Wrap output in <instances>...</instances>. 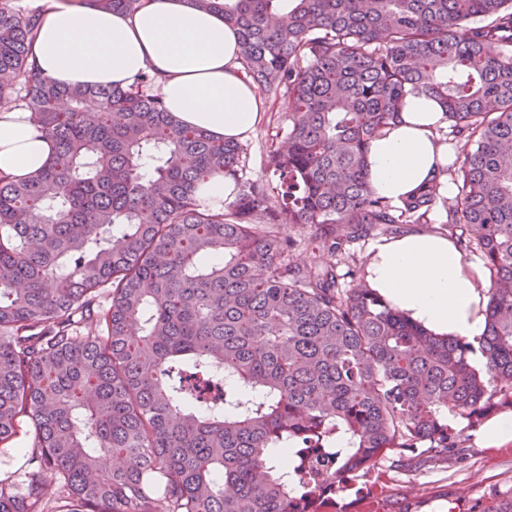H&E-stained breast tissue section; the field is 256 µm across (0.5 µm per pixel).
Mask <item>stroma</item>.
I'll list each match as a JSON object with an SVG mask.
<instances>
[{
  "label": "stroma",
  "instance_id": "stroma-1",
  "mask_svg": "<svg viewBox=\"0 0 512 512\" xmlns=\"http://www.w3.org/2000/svg\"><path fill=\"white\" fill-rule=\"evenodd\" d=\"M263 122L246 140V177L266 185H277L278 178L266 166L271 144L286 141L288 104L284 99H268ZM379 231L349 246L336 259L342 288L351 289L366 280V264L371 247L379 242ZM448 442L452 447L447 461L433 462L419 456L410 465L388 453L378 467L355 478L350 512H473L479 504L512 495V444L488 448L478 440L477 428L457 415L449 416Z\"/></svg>",
  "mask_w": 512,
  "mask_h": 512
}]
</instances>
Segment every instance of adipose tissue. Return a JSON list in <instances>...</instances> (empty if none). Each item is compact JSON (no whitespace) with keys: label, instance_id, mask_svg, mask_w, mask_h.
Returning <instances> with one entry per match:
<instances>
[{"label":"adipose tissue","instance_id":"ef3b65f1","mask_svg":"<svg viewBox=\"0 0 512 512\" xmlns=\"http://www.w3.org/2000/svg\"><path fill=\"white\" fill-rule=\"evenodd\" d=\"M31 58L38 77L68 86L126 87L151 69L152 92L177 122L226 141L247 140L267 112L240 61L236 28L193 0H142L132 14L41 0ZM447 127L439 103L409 95L398 121L369 146L375 193L397 205L432 181L440 195L450 194ZM54 152L28 109L0 113V177L31 178ZM366 279L390 307L433 334L472 342L485 331L490 280L484 261L464 256L440 231L380 241Z\"/></svg>","mask_w":512,"mask_h":512}]
</instances>
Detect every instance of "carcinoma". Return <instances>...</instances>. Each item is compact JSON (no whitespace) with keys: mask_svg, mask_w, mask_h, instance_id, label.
I'll list each match as a JSON object with an SVG mask.
<instances>
[{"mask_svg":"<svg viewBox=\"0 0 512 512\" xmlns=\"http://www.w3.org/2000/svg\"><path fill=\"white\" fill-rule=\"evenodd\" d=\"M195 2L288 99L275 187L242 181L243 144L178 125L148 70L131 88L37 77L39 11L0 0V112L26 107L56 148L36 176L0 177V445L28 419L57 490L42 471L0 480V512H347L351 478L387 452L445 461L448 414L512 406V0ZM413 93L448 114L458 193L394 206L368 148ZM218 175L236 192L213 211L196 192ZM439 203L489 273L475 344L344 290L333 262L367 230L433 223ZM281 224L315 228L308 264L286 258ZM221 372L214 404L201 385ZM274 448L315 455L285 472Z\"/></svg>","mask_w":512,"mask_h":512,"instance_id":"cac0c4a2","label":"carcinoma"}]
</instances>
